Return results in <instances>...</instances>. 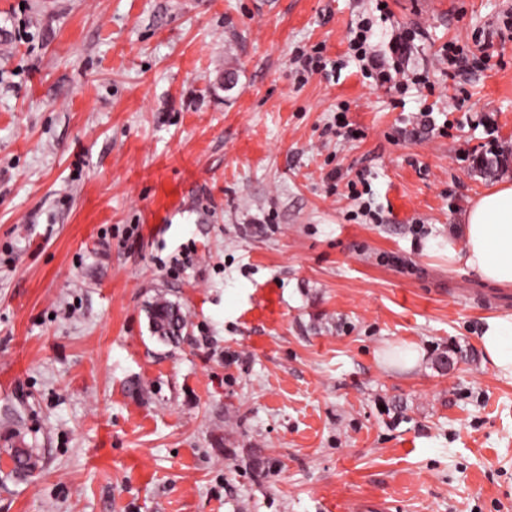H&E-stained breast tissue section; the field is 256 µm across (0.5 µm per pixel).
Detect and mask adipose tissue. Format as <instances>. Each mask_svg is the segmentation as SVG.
<instances>
[{"label": "adipose tissue", "mask_w": 512, "mask_h": 512, "mask_svg": "<svg viewBox=\"0 0 512 512\" xmlns=\"http://www.w3.org/2000/svg\"><path fill=\"white\" fill-rule=\"evenodd\" d=\"M449 264L464 263L480 279L512 285V185L481 196L464 216L462 242H449ZM479 343L484 357L512 378V315L487 318Z\"/></svg>", "instance_id": "1"}]
</instances>
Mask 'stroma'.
Returning <instances> with one entry per match:
<instances>
[{
    "instance_id": "35a3bbf8",
    "label": "stroma",
    "mask_w": 512,
    "mask_h": 512,
    "mask_svg": "<svg viewBox=\"0 0 512 512\" xmlns=\"http://www.w3.org/2000/svg\"><path fill=\"white\" fill-rule=\"evenodd\" d=\"M378 1L0 0V512H512V287L445 252L512 183V0ZM369 15L411 85L297 73ZM150 317L160 340L179 344L184 339L187 319L180 306L166 300L156 301L150 308ZM479 343L497 373L512 378V315L487 318ZM3 450L10 456L14 472L18 474H26L35 469L37 462L32 452L27 448H19L16 445H8Z\"/></svg>"
}]
</instances>
